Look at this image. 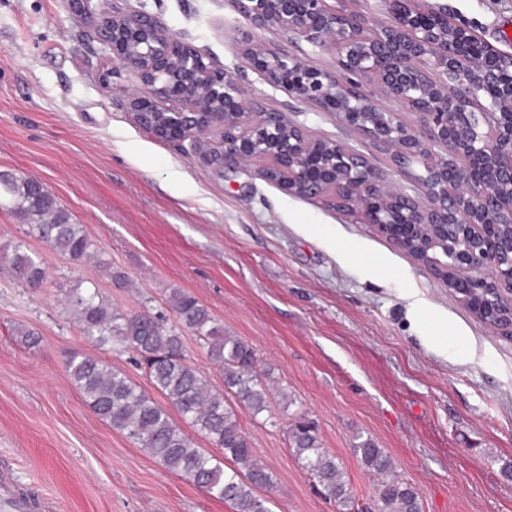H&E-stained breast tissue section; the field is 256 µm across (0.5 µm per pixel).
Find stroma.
Listing matches in <instances>:
<instances>
[{"mask_svg": "<svg viewBox=\"0 0 512 512\" xmlns=\"http://www.w3.org/2000/svg\"><path fill=\"white\" fill-rule=\"evenodd\" d=\"M113 2L158 16L268 106L347 141L405 184L387 152L263 82L240 54L250 29L230 0ZM428 4L512 52L503 37L512 0ZM90 27L68 0H0V173L42 182L102 253L73 263L0 209V249L26 241L48 270L40 288L0 275V460L11 462L32 512L46 500L55 512H233L85 405L65 371L73 353L96 351L140 387L150 383L131 355L94 350L79 334L62 299L80 281L97 284L115 308L165 317L170 291L181 289L255 351L259 371L287 394L272 402L276 425L238 412L273 475L272 512H337L289 446L299 415L314 421L358 502L371 501L377 484L353 453L362 437L390 456L423 512H512V340L372 225L253 172L205 165L191 147L136 125L117 92L130 75L100 81L103 50ZM253 34L296 49L276 30ZM414 289L427 309L410 307ZM18 326L37 333L39 346H23Z\"/></svg>", "mask_w": 512, "mask_h": 512, "instance_id": "obj_1", "label": "stroma"}]
</instances>
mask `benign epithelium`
<instances>
[{
  "mask_svg": "<svg viewBox=\"0 0 512 512\" xmlns=\"http://www.w3.org/2000/svg\"><path fill=\"white\" fill-rule=\"evenodd\" d=\"M70 0L111 50L99 73L119 88L133 120L156 138L191 141L220 168L255 167L292 196L320 199L372 224L434 272L452 299L512 339V53L423 0H383L388 22L330 0H231L254 29H275L332 54L336 73L246 35L242 56L273 89L331 112L390 152L412 188L367 155L263 105L232 72L180 40L156 16L95 10ZM375 87L390 103L364 92ZM414 114L408 122L402 113ZM221 112L219 124L205 113Z\"/></svg>",
  "mask_w": 512,
  "mask_h": 512,
  "instance_id": "benign-epithelium-1",
  "label": "benign epithelium"
}]
</instances>
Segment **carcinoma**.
<instances>
[{
    "label": "carcinoma",
    "mask_w": 512,
    "mask_h": 512,
    "mask_svg": "<svg viewBox=\"0 0 512 512\" xmlns=\"http://www.w3.org/2000/svg\"><path fill=\"white\" fill-rule=\"evenodd\" d=\"M8 204L27 226V235L45 243L57 254L80 263L94 254L96 244L83 225L41 182L26 176L0 174V203ZM14 245L10 270L22 284L42 285L47 279L43 264ZM65 298L80 334L94 346L138 356L150 385L164 402L150 397L123 371L101 358L75 353L66 369L85 404L113 429L146 450L165 469L202 488L210 496L232 504L234 512H271L262 490L274 486L271 472L256 460L249 436L242 430L236 410L258 415L269 408L274 384L270 372H259L254 350L224 326L197 298L174 289L167 304L177 320L167 325L146 310L119 311L96 288L77 283ZM207 351L221 374L224 387L211 384L192 363L182 330ZM177 416H172V413ZM188 426L224 449L218 458L194 445L184 432ZM290 446L304 470L336 503L338 512H360L344 471L328 454L313 428L299 417L288 429ZM362 466L377 478V489L368 512H422L417 493L399 478L390 457L370 439L354 448ZM233 462L226 467L224 461Z\"/></svg>",
    "instance_id": "carcinoma-1"
}]
</instances>
